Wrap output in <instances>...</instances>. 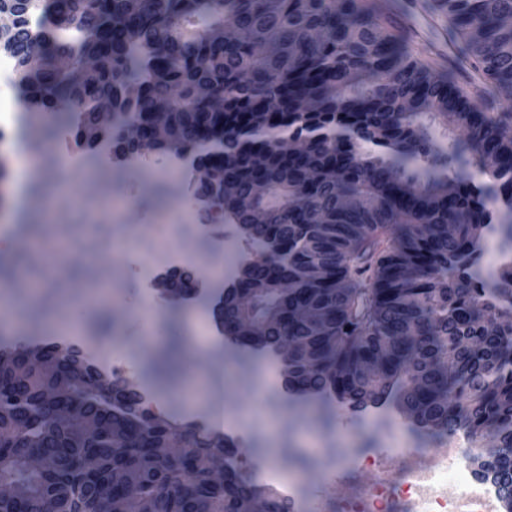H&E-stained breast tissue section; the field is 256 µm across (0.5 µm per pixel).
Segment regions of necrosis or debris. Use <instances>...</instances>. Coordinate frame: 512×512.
Here are the masks:
<instances>
[{"label": "necrosis or debris", "mask_w": 512, "mask_h": 512, "mask_svg": "<svg viewBox=\"0 0 512 512\" xmlns=\"http://www.w3.org/2000/svg\"><path fill=\"white\" fill-rule=\"evenodd\" d=\"M423 454L420 448H401L351 455L348 466L376 473L351 503V512H500L498 485L470 470L459 440L439 443L428 453L430 464H422Z\"/></svg>", "instance_id": "obj_1"}]
</instances>
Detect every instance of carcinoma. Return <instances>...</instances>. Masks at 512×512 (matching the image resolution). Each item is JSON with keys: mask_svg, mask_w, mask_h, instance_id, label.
I'll list each match as a JSON object with an SVG mask.
<instances>
[{"mask_svg": "<svg viewBox=\"0 0 512 512\" xmlns=\"http://www.w3.org/2000/svg\"><path fill=\"white\" fill-rule=\"evenodd\" d=\"M397 0H0L15 16L0 41L17 61L16 85L27 132L43 114L57 128L91 139L99 96L115 99L110 136L133 154L154 113L167 111L169 138L156 153L198 152L204 166L234 184L214 206L247 227L242 264L255 322L277 320L260 336L240 331V356L263 357L288 336V389L360 412L410 410L412 434L450 439L462 429L493 450L479 473L512 491V266L487 270L481 241L501 226L495 201L512 211V0H424L439 15L455 62L435 68L398 34ZM232 24L239 35L207 33ZM38 52L45 64L27 69ZM99 67L89 71L86 60ZM64 58L69 68L60 70ZM211 89L208 98L197 87ZM139 90L126 101L121 93ZM177 104L170 102L173 89ZM508 106L491 115L472 95ZM463 139L446 143L424 120H448ZM265 182L262 196L252 192ZM326 225L314 231V211ZM265 219L254 223V214ZM322 267L324 277L312 274ZM282 279L296 288L285 294ZM305 304L326 319L308 324ZM219 320L239 322L234 298ZM46 352L66 400H42V373L0 371V483L14 488L0 512H36L53 493L60 512H125L123 476L140 479L142 512H238L257 500L263 512H290L238 468L212 479L226 439L195 423L175 424L141 409L138 381L82 369V352L19 340L8 354ZM100 418L106 436L85 441L65 417ZM176 439L181 450L160 452ZM94 454L96 470L86 467ZM50 458L46 474L28 464Z\"/></svg>", "mask_w": 512, "mask_h": 512, "instance_id": "cac0c4a2", "label": "carcinoma"}]
</instances>
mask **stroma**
I'll return each mask as SVG.
<instances>
[{"mask_svg": "<svg viewBox=\"0 0 512 512\" xmlns=\"http://www.w3.org/2000/svg\"><path fill=\"white\" fill-rule=\"evenodd\" d=\"M76 149L48 141L35 150L26 136L14 137L22 191L0 208V255L15 260V281L0 287V311L28 332L80 329L103 354L122 350L139 374L178 345L175 372L159 383L165 415L178 419L190 398L201 410L217 403L225 413L245 414L249 440L267 448L282 472L296 476L304 497L321 500L323 512H343L374 479L372 470L345 468L346 458L388 447L395 428H408V419L394 411L360 426L340 409L326 424L310 403L284 411L256 367L239 369L232 351L198 337L201 318H213L224 292L219 273L225 226L187 222V186L162 163L105 158L103 166L123 173L109 186L100 177L101 166L62 165L63 154ZM31 232L49 243L64 239L71 264L46 278L28 269L21 258ZM173 252L191 258L206 293L144 310L135 269L144 260L164 263ZM333 473L339 479L331 484L327 478Z\"/></svg>", "mask_w": 512, "mask_h": 512, "instance_id": "1", "label": "stroma"}]
</instances>
